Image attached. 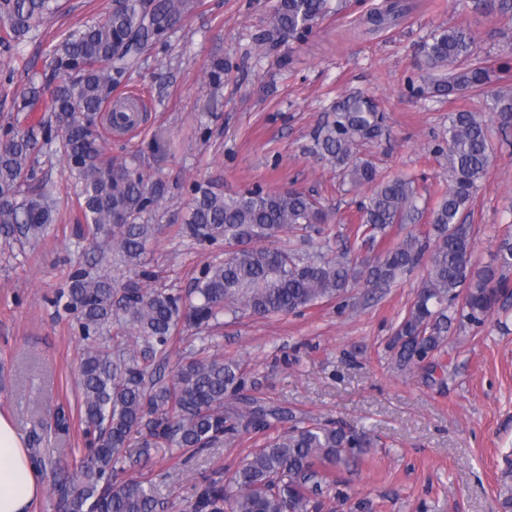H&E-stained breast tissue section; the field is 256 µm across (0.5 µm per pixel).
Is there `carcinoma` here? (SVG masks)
I'll list each match as a JSON object with an SVG mask.
<instances>
[{"label": "carcinoma", "mask_w": 512, "mask_h": 512, "mask_svg": "<svg viewBox=\"0 0 512 512\" xmlns=\"http://www.w3.org/2000/svg\"><path fill=\"white\" fill-rule=\"evenodd\" d=\"M330 0H277L270 14L266 40H302L329 12ZM487 17L512 13V0H470ZM197 6V0H113L103 20L68 34L46 53L40 81L30 80L20 93L19 112L42 107L44 118L25 130L13 123L0 133V237L41 236L52 223L53 200L32 189L40 157L58 156L80 185L79 207L87 231L103 250L117 253L137 268L154 236L158 203L164 188L151 185L126 160L108 157L99 125L103 105L114 87L139 67L147 46L163 41ZM58 10V0H0V47L14 49ZM403 0H388L370 14L379 30L404 14ZM430 78L421 93L450 96L473 92L475 103L448 113V126L436 152L448 162V184L430 209L432 232L420 239L410 234L388 242V229L404 224L419 211L415 181L393 177L379 181L368 161L356 157L363 140L382 135L383 115L367 94H351L336 103L333 118L317 131L313 150L339 167L354 185L374 188L361 203L349 228L360 247L377 252L358 260L346 250H333L327 214L310 195L295 190H248L226 197L197 184L186 220L199 241L224 238L229 256L203 271L194 292L199 303L184 305L167 289L148 290L139 277L119 284L108 273L75 272L60 293L63 309L77 314L86 337L96 336L112 319L132 326L140 348L114 355L90 346L80 361L84 433L88 454L73 483H61V512H156L152 483L120 477L122 453L141 454L162 444L181 450L207 448L227 433L263 430L280 411L240 397L245 386L240 364L210 356L182 361L176 382H146L138 356L155 355L165 347L181 316L197 325L218 319L225 310L259 315L300 312L323 301L340 300L363 281L384 288L421 268V287L390 343L401 367L418 366L448 339L453 321L484 322L509 289L512 239L504 238L491 262L474 261V228L459 223L474 199L491 163L488 122L512 126V90H488L509 71L478 58L476 36L457 26L431 37L421 49ZM138 102L117 101L108 117L116 129L134 124ZM286 230H304L321 238L334 252L312 258L271 246ZM239 397L233 414L224 401ZM366 433L329 424L296 422L287 432L256 449L227 475L197 490L192 512H319L320 497L329 495L339 466L368 453Z\"/></svg>", "instance_id": "cac0c4a2"}]
</instances>
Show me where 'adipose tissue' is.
I'll return each instance as SVG.
<instances>
[{
    "label": "adipose tissue",
    "instance_id": "1",
    "mask_svg": "<svg viewBox=\"0 0 512 512\" xmlns=\"http://www.w3.org/2000/svg\"><path fill=\"white\" fill-rule=\"evenodd\" d=\"M42 492L37 467L8 417L0 413V512H27Z\"/></svg>",
    "mask_w": 512,
    "mask_h": 512
}]
</instances>
